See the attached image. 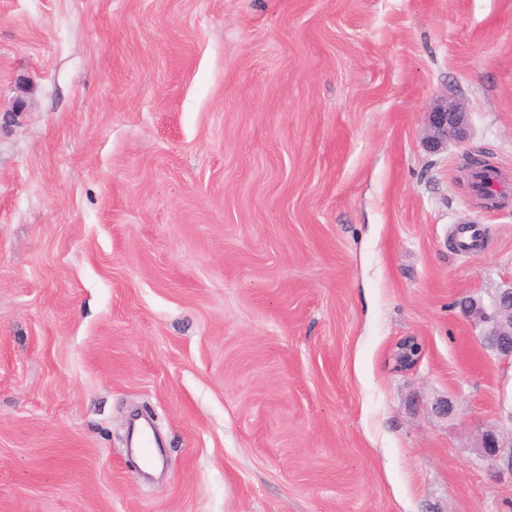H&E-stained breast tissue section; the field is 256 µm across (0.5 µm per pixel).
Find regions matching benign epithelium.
Returning a JSON list of instances; mask_svg holds the SVG:
<instances>
[{
    "label": "benign epithelium",
    "instance_id": "7a95c632",
    "mask_svg": "<svg viewBox=\"0 0 512 512\" xmlns=\"http://www.w3.org/2000/svg\"><path fill=\"white\" fill-rule=\"evenodd\" d=\"M469 136L467 112L456 100L438 101L428 112L426 141L428 147L439 151L448 143H462ZM461 308L479 328V336L492 342L491 351L498 357L512 361V285L503 288L486 305L482 300L468 297L461 301ZM423 347L416 336H406L392 349L390 360L396 372H407L421 360ZM502 445L496 434L489 432L481 441L480 457L484 460L502 459Z\"/></svg>",
    "mask_w": 512,
    "mask_h": 512
}]
</instances>
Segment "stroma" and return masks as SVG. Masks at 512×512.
Masks as SVG:
<instances>
[{
    "instance_id": "obj_1",
    "label": "stroma",
    "mask_w": 512,
    "mask_h": 512,
    "mask_svg": "<svg viewBox=\"0 0 512 512\" xmlns=\"http://www.w3.org/2000/svg\"><path fill=\"white\" fill-rule=\"evenodd\" d=\"M467 152L512 198V0H0V512H512ZM427 114L425 139L430 149L439 151L448 148V142L463 143L467 140V112L457 100H448V97L440 100ZM423 347L416 336H407L399 340L392 349L390 360L395 372H407L417 366L421 360ZM134 448H138L146 466H152L155 460L153 448L157 445L151 430L145 425L132 428Z\"/></svg>"
}]
</instances>
